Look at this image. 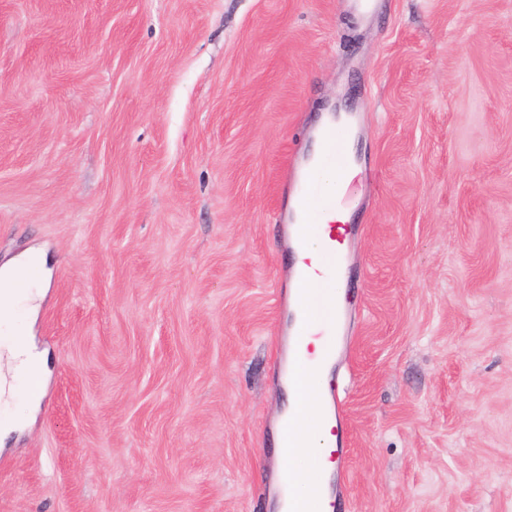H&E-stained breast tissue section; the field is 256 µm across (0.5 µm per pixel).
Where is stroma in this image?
I'll return each mask as SVG.
<instances>
[{"instance_id": "stroma-1", "label": "stroma", "mask_w": 512, "mask_h": 512, "mask_svg": "<svg viewBox=\"0 0 512 512\" xmlns=\"http://www.w3.org/2000/svg\"><path fill=\"white\" fill-rule=\"evenodd\" d=\"M334 105L347 512H512V0H0V265L50 271L0 512H271L286 178Z\"/></svg>"}]
</instances>
